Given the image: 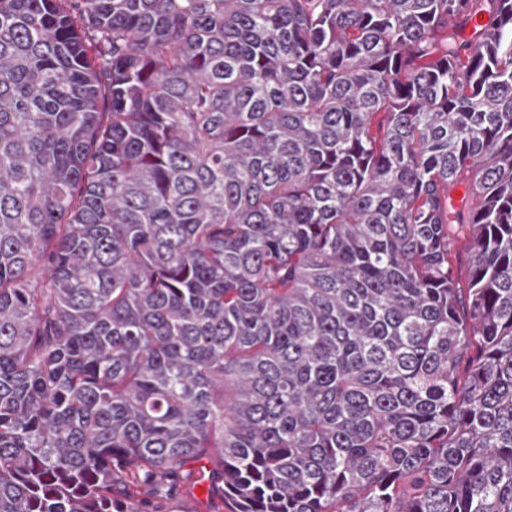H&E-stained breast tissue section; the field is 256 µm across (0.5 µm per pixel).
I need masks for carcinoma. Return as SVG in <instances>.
I'll list each match as a JSON object with an SVG mask.
<instances>
[{
	"instance_id": "obj_1",
	"label": "carcinoma",
	"mask_w": 512,
	"mask_h": 512,
	"mask_svg": "<svg viewBox=\"0 0 512 512\" xmlns=\"http://www.w3.org/2000/svg\"><path fill=\"white\" fill-rule=\"evenodd\" d=\"M186 466L512 512V0H0V512Z\"/></svg>"
}]
</instances>
